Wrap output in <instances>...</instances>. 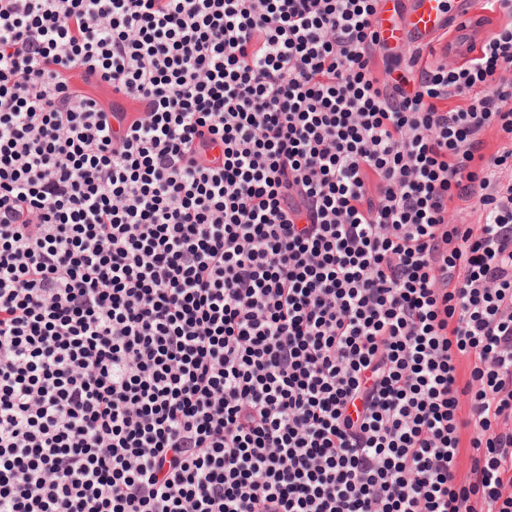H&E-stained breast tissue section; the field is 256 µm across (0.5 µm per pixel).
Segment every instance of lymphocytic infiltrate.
I'll use <instances>...</instances> for the list:
<instances>
[{
  "mask_svg": "<svg viewBox=\"0 0 512 512\" xmlns=\"http://www.w3.org/2000/svg\"><path fill=\"white\" fill-rule=\"evenodd\" d=\"M478 6L458 61L384 0H0V512H512Z\"/></svg>",
  "mask_w": 512,
  "mask_h": 512,
  "instance_id": "1",
  "label": "lymphocytic infiltrate"
}]
</instances>
